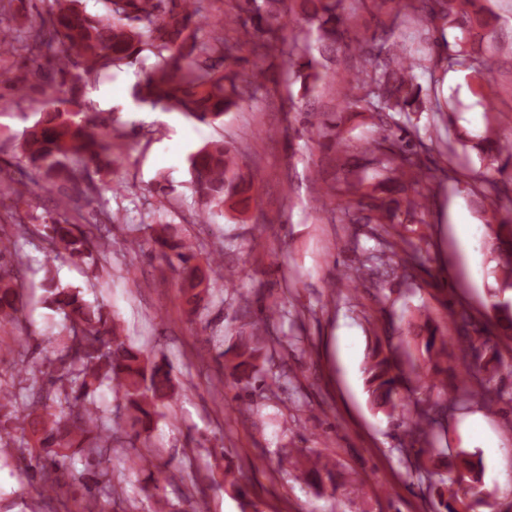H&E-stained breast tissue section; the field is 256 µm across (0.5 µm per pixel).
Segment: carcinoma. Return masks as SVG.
Instances as JSON below:
<instances>
[{"instance_id":"1","label":"carcinoma","mask_w":512,"mask_h":512,"mask_svg":"<svg viewBox=\"0 0 512 512\" xmlns=\"http://www.w3.org/2000/svg\"><path fill=\"white\" fill-rule=\"evenodd\" d=\"M105 12L93 14L81 0H54L39 21L16 31L1 30L0 56L26 50L36 58L54 65L55 85L52 97L44 103L39 119L23 133L22 158L26 175L16 180L0 168V198L11 205L0 213V329L10 333L23 331L19 314L25 307L23 283L28 266L12 250L13 237L38 235L47 255H67L81 259L97 255L94 279L108 272L111 244L102 233L107 225L120 222L117 215L101 212L103 223L91 224L84 208L95 200L97 186L92 173L112 172L117 163L113 140L120 137L114 120L96 112L79 109L80 86L96 83L101 73L120 66L141 65L145 54L156 58L144 82L134 85L132 103L139 108L176 110L203 124H210L230 109L251 98L258 88L277 83L275 74L264 67L273 53L287 58L289 66H298L303 90L309 92L325 79L315 59L305 57L295 64L288 43V6L286 0H224V27L208 39L198 16L203 0H102ZM486 0H403L406 17H425L444 31L459 29L464 37L451 42L441 36L446 49L444 60L450 67L470 71V78L486 100V111H495L490 93L481 83L484 61L483 43L492 33V11ZM307 22L319 32L321 48L333 50L343 40L346 19L339 12L340 0H302ZM249 45L254 56L249 73L242 75L233 65L242 61V46ZM367 67L357 71L345 83L347 108L365 109L383 120L385 112H415L421 106V87L414 83L416 61L395 41L373 45L366 59ZM409 132L385 131L365 146L364 152L374 164L372 177L344 178L331 182L326 198L350 218L353 224L370 226L382 248L344 271L342 279L359 285L379 287L383 271L398 270L399 284L416 281L423 269L422 248L400 230L395 209L376 196V186L390 181L401 190H413L406 210L412 215L427 209L428 197L419 186L436 175L449 177V169L430 159L429 148L419 140L412 144ZM476 148L494 166L491 171L504 174L512 169V137L503 136L492 125ZM192 186L206 207L207 222L225 210L246 215L257 203L254 193L256 176L244 171L246 163L239 148L226 141L201 146L190 157ZM59 189L55 207L63 211L59 220L47 213L33 214L40 192ZM484 198L491 196L512 203V188L501 186L488 176L474 189ZM487 242L490 270L496 286L487 295V308L494 318L496 333L488 335L466 307H449L453 335L442 331L428 314H420L414 325V337L422 340L429 366L409 376L400 368L392 343L376 344L366 369V384L371 403L393 412L401 409L410 425L416 471L427 474L426 461L436 456L448 459L463 485L458 494L445 482L429 486L443 512H477L484 506L481 489V463L473 455L459 450L438 449L434 438L443 428L448 409L463 407L476 400L494 410L512 396L499 385L501 373L511 370L503 352L512 346V209L498 223L490 226ZM152 250L168 264L181 267L180 299L189 316L201 315L202 303L224 298V284L218 272L223 262L224 246L210 251L207 269L193 264L201 241L180 236L175 225L157 222L150 235ZM43 302L62 315L56 344L43 348L40 362L26 366L17 380H0V462L25 460L31 484L40 497V512H59L65 494L66 474L81 466L83 498L81 512H105L117 490L112 475L104 467L106 459L150 432L161 408L177 398L172 372L163 363L151 360L147 350L127 341L101 305L86 303L79 292L60 287L51 269H45ZM279 310L261 306L260 316L236 330L232 342L219 351L234 383L245 387L266 377L280 379L290 372L288 363L276 359L280 337L272 326ZM457 355L468 370L469 378L452 388L440 401L418 399L405 403L406 391H429L436 387L432 375L448 353ZM112 386L123 401L125 419L115 428L107 424L103 410L94 400L102 385ZM288 464L309 485L321 488L324 481L336 486L331 462L319 453L288 455ZM169 477L157 473L154 492L146 499H156V512H170L161 495ZM224 485L244 499L243 508L253 504L245 500V491L229 466H224Z\"/></svg>"}]
</instances>
